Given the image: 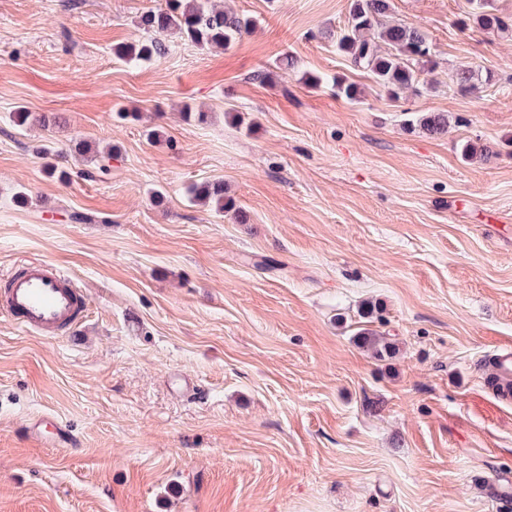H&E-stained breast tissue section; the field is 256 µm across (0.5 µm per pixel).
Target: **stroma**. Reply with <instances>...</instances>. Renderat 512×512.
Returning a JSON list of instances; mask_svg holds the SVG:
<instances>
[{
	"mask_svg": "<svg viewBox=\"0 0 512 512\" xmlns=\"http://www.w3.org/2000/svg\"><path fill=\"white\" fill-rule=\"evenodd\" d=\"M69 1L0 0V277L49 260L90 301L64 339L0 314V512H503L512 401L485 376L512 351V32L390 0L438 63L394 101L336 49L350 0H217L251 33L140 64L113 49L164 0ZM285 52L297 70L254 80ZM463 66L492 82L458 93ZM19 106L59 123L14 129ZM213 180L236 210L191 203ZM43 416L78 447L32 442ZM359 346L377 361H387L395 357L397 344L390 338L379 336L374 331L364 329L356 335Z\"/></svg>",
	"mask_w": 512,
	"mask_h": 512,
	"instance_id": "1",
	"label": "stroma"
}]
</instances>
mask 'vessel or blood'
Here are the masks:
<instances>
[{"mask_svg":"<svg viewBox=\"0 0 512 512\" xmlns=\"http://www.w3.org/2000/svg\"><path fill=\"white\" fill-rule=\"evenodd\" d=\"M89 300L56 264L26 260L0 282V312L22 329L60 338L85 318Z\"/></svg>","mask_w":512,"mask_h":512,"instance_id":"obj_1","label":"vessel or blood"}]
</instances>
